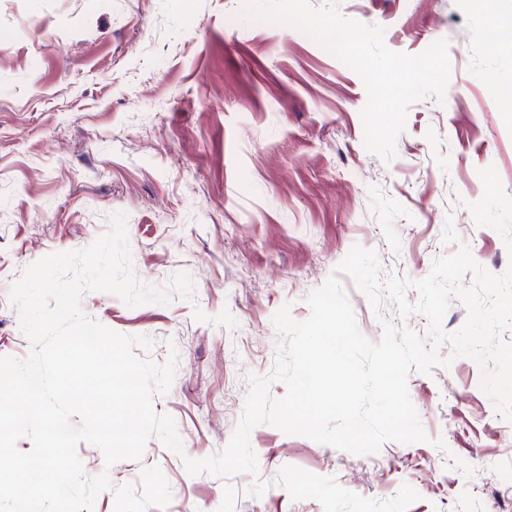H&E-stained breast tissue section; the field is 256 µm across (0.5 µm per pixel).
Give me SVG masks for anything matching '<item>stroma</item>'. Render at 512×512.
<instances>
[{
  "label": "stroma",
  "mask_w": 512,
  "mask_h": 512,
  "mask_svg": "<svg viewBox=\"0 0 512 512\" xmlns=\"http://www.w3.org/2000/svg\"><path fill=\"white\" fill-rule=\"evenodd\" d=\"M336 2L383 27L393 51L449 42L445 98L409 106L391 160L365 147L360 77L298 29L251 19L243 0H0V357L32 349L10 300L25 268L90 246L114 214L127 216L137 279L169 292L135 307L81 299L87 317L151 338L156 363L176 354L153 405L183 444L150 438L141 461L109 469L80 444L85 476L112 483L93 512H113L114 488L151 465L171 488L164 512H512V422L465 357L409 373L427 441L357 455L261 424L257 473L186 470L227 446L251 377L272 373L276 311L306 320L353 246L377 253L383 277L410 280L413 304L415 281L460 247L494 274L512 263L465 207L491 165L512 195V112L498 97L512 52L490 50L470 0ZM340 282L370 342L386 322L427 337L423 314L401 316L387 296L373 310Z\"/></svg>",
  "instance_id": "1"
}]
</instances>
